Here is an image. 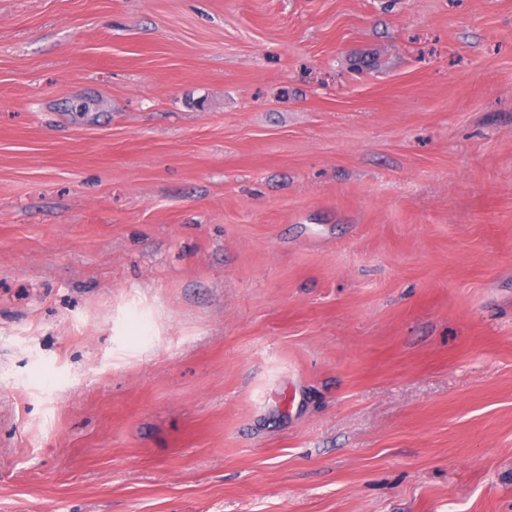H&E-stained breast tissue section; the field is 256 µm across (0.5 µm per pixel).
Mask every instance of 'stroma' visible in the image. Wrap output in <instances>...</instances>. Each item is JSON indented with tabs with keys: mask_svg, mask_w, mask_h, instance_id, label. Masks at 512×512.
<instances>
[{
	"mask_svg": "<svg viewBox=\"0 0 512 512\" xmlns=\"http://www.w3.org/2000/svg\"><path fill=\"white\" fill-rule=\"evenodd\" d=\"M0 512H512V0H0Z\"/></svg>",
	"mask_w": 512,
	"mask_h": 512,
	"instance_id": "stroma-1",
	"label": "stroma"
}]
</instances>
